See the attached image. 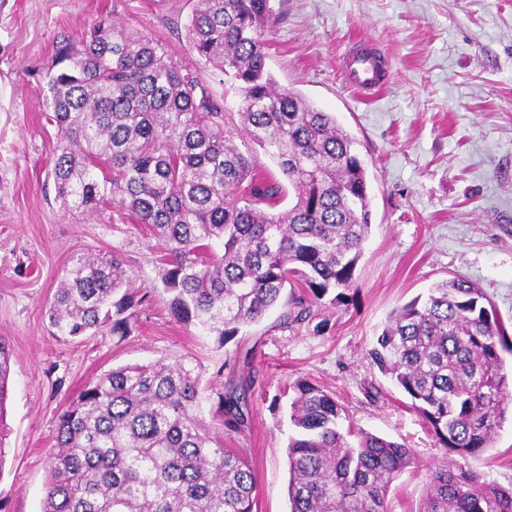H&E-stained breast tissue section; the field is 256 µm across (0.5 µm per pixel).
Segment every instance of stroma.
Here are the masks:
<instances>
[{"mask_svg": "<svg viewBox=\"0 0 512 512\" xmlns=\"http://www.w3.org/2000/svg\"><path fill=\"white\" fill-rule=\"evenodd\" d=\"M194 0H0V336L12 348L0 512H39L59 415L89 381L163 357L201 367L204 384L235 378L228 361L252 352L251 426L225 438L249 460L257 512H290L289 384L333 393L353 426L415 450L390 492L392 512H417L445 454L410 399L367 358L389 313L433 283H474L512 333V0H279L267 46L278 84L335 113L357 141L371 199V232L346 302L325 296L311 320L282 327L278 311L228 344L176 322L149 293L136 328L53 335L47 310L80 249L117 254L139 284L159 283L161 247L115 209L62 212L50 176L55 129L42 74L57 49L100 16L162 42L215 96L221 74L186 41ZM378 47L388 83L367 98L347 85L342 58L356 39ZM379 390L377 400L366 396ZM512 480V424L475 462Z\"/></svg>", "mask_w": 512, "mask_h": 512, "instance_id": "stroma-1", "label": "stroma"}]
</instances>
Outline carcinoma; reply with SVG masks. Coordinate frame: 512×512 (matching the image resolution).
<instances>
[{"label": "carcinoma", "mask_w": 512, "mask_h": 512, "mask_svg": "<svg viewBox=\"0 0 512 512\" xmlns=\"http://www.w3.org/2000/svg\"><path fill=\"white\" fill-rule=\"evenodd\" d=\"M274 2L196 0L188 21L192 51L237 94L233 112L161 43L107 15L45 71L62 210L114 206L148 225L163 247L153 290L177 321L223 345L276 307L288 284L303 293L283 306L286 326L331 292L343 298L371 229L355 139L267 67ZM253 145L284 181L260 173ZM288 189L294 201L280 211ZM140 291L120 256L75 253L49 305L53 334L128 336ZM486 301L462 277L438 282L395 308L368 351L456 456L432 471L418 512H512V480L470 465L493 447L512 400L502 356L512 355V339ZM11 371L0 338V457ZM202 377L182 358H160L86 384L58 418L40 512H254V471L224 447V436L248 428L254 378L211 398ZM291 392L290 512H390L391 486L415 464L414 450L344 426L342 405L307 380Z\"/></svg>", "instance_id": "cac0c4a2"}]
</instances>
